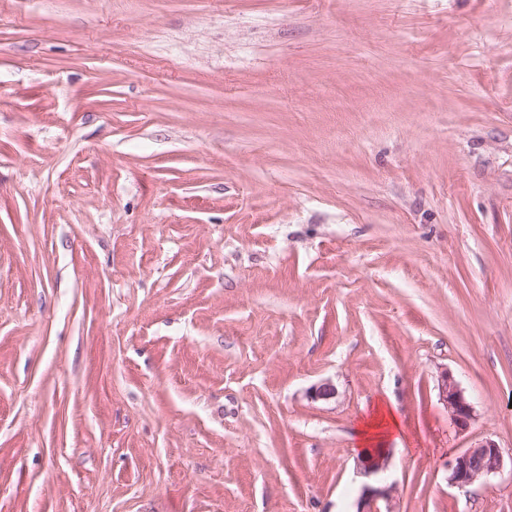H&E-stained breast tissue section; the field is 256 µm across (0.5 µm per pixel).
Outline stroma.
Wrapping results in <instances>:
<instances>
[{"mask_svg": "<svg viewBox=\"0 0 512 512\" xmlns=\"http://www.w3.org/2000/svg\"><path fill=\"white\" fill-rule=\"evenodd\" d=\"M381 397L512 512V0H0V512H357ZM438 393L440 401L448 410L450 422L461 431L468 429L476 417L474 405L453 375L446 370L440 373ZM505 464L503 448L495 440L486 437L456 457L448 475V483L458 487L472 485L500 473Z\"/></svg>", "mask_w": 512, "mask_h": 512, "instance_id": "stroma-1", "label": "stroma"}]
</instances>
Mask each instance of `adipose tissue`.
Masks as SVG:
<instances>
[{
  "label": "adipose tissue",
  "mask_w": 512,
  "mask_h": 512,
  "mask_svg": "<svg viewBox=\"0 0 512 512\" xmlns=\"http://www.w3.org/2000/svg\"><path fill=\"white\" fill-rule=\"evenodd\" d=\"M403 431L400 411L392 403L379 402L356 428L353 453L364 461L384 455L389 442H401Z\"/></svg>",
  "instance_id": "obj_1"
}]
</instances>
